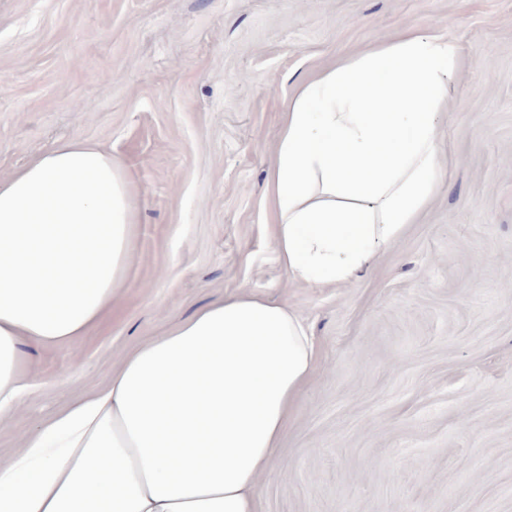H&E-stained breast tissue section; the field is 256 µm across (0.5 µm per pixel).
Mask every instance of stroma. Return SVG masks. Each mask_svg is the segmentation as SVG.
Returning a JSON list of instances; mask_svg holds the SVG:
<instances>
[{"instance_id": "35a3bbf8", "label": "stroma", "mask_w": 512, "mask_h": 512, "mask_svg": "<svg viewBox=\"0 0 512 512\" xmlns=\"http://www.w3.org/2000/svg\"><path fill=\"white\" fill-rule=\"evenodd\" d=\"M408 26L460 46L451 172L366 273L293 282L267 209L288 103ZM70 139L137 176L129 286L76 344L28 348L38 387L0 458L123 353L246 291L317 349L258 512H512V0H0V179Z\"/></svg>"}]
</instances>
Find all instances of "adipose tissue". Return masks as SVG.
<instances>
[{
    "instance_id": "ef3b65f1",
    "label": "adipose tissue",
    "mask_w": 512,
    "mask_h": 512,
    "mask_svg": "<svg viewBox=\"0 0 512 512\" xmlns=\"http://www.w3.org/2000/svg\"><path fill=\"white\" fill-rule=\"evenodd\" d=\"M459 60L454 38L408 28L301 86L268 176L292 281L347 282L417 223L442 173L438 116ZM133 196L130 170L80 140L0 179V423L38 386L24 346L73 344L118 305ZM316 361L286 304L214 300L24 435L0 459V512H257Z\"/></svg>"
}]
</instances>
